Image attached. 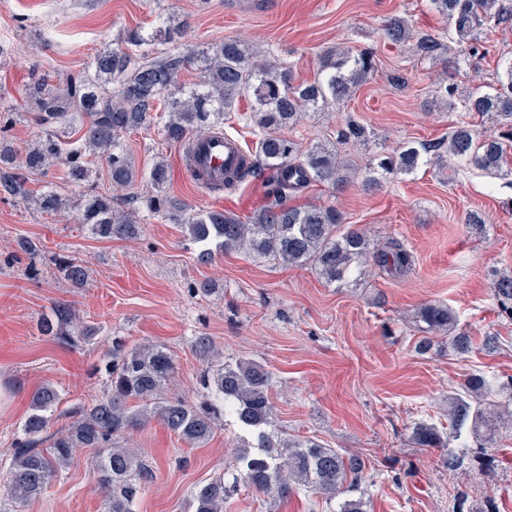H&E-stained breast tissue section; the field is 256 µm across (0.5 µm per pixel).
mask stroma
<instances>
[{
    "mask_svg": "<svg viewBox=\"0 0 512 512\" xmlns=\"http://www.w3.org/2000/svg\"><path fill=\"white\" fill-rule=\"evenodd\" d=\"M226 0H0V96L23 107L32 72L90 70L95 55L121 45L129 31L153 30L158 19L187 22L185 44L203 48L236 38L263 47L290 67L296 80H310L330 47L372 51L375 71L350 100L309 112L293 130L302 145L335 133L346 116L374 136L350 149L357 167L373 156L413 142L425 146L446 138L455 124L495 132L487 119L449 111L439 90L490 91L505 60L512 58V28L487 36L488 53L452 50L447 62L419 58L413 42L391 43L381 35L386 17L408 20L412 30L447 37L448 21L428 0H252L227 10ZM138 178L156 161L169 170L168 194L197 210L223 209L250 216L267 202L264 176L233 190L212 192L187 170L183 146L167 141L160 126L123 137ZM93 181L70 180L64 163L33 176L30 187L52 185L71 199L87 191L111 193L104 162L92 164ZM293 204L330 203L347 224L374 240L394 238L414 257L407 273L380 271L330 285L310 266L230 252L211 265L199 264L195 246L177 225L144 215L137 238L102 239L74 218L46 214L21 200L0 198V389L9 398L0 411V500H5L9 445L28 413L30 396L42 384L56 387L61 406L89 402L106 386L97 365L113 337L127 348L158 344L177 358L171 393L198 402L204 364L192 350L195 337H211L230 361L266 364L274 376L273 423L285 435L314 437L366 461L361 486L367 512H512V432L494 456L475 462L461 449L456 470L444 465L441 449L411 447L408 436L419 418L443 421L448 393L475 370L512 378V319L500 315L491 290L493 272H512V182L476 170L456 177L432 167L373 190L352 177L343 192L317 184L289 198ZM483 211L486 229L476 234L464 222ZM38 246L35 256L20 239ZM84 261L85 287L65 282L56 264L64 257ZM210 279L222 296L195 297L192 283ZM72 304L84 324L95 327L90 344L78 350L42 335L38 323L55 302ZM429 302L455 312L459 329L476 347L455 354L446 337L419 353L414 317ZM500 347L482 349L486 335ZM245 438L229 417L219 419L212 438L191 448L158 421L134 431L139 456L153 479L138 495L134 512H193L192 494L215 477L231 484L224 512H330L321 495L303 490L278 499L235 481V456ZM93 449H77L61 476L20 512H103L94 477Z\"/></svg>",
    "mask_w": 512,
    "mask_h": 512,
    "instance_id": "35a3bbf8",
    "label": "stroma"
}]
</instances>
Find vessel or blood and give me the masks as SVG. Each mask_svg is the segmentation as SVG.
<instances>
[{
    "label": "vessel or blood",
    "instance_id": "vessel-or-blood-1",
    "mask_svg": "<svg viewBox=\"0 0 512 512\" xmlns=\"http://www.w3.org/2000/svg\"><path fill=\"white\" fill-rule=\"evenodd\" d=\"M242 154L239 143L221 133L193 138L188 145L190 175L206 188L222 185L238 168Z\"/></svg>",
    "mask_w": 512,
    "mask_h": 512
}]
</instances>
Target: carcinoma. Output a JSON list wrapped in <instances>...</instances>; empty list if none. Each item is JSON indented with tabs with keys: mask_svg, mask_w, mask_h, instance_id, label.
Listing matches in <instances>:
<instances>
[{
	"mask_svg": "<svg viewBox=\"0 0 512 512\" xmlns=\"http://www.w3.org/2000/svg\"><path fill=\"white\" fill-rule=\"evenodd\" d=\"M433 9L451 25L448 43L429 34H415L408 22L392 16L382 31L396 43L414 41L418 55L435 59L458 48L478 53L479 31L490 32L512 25V6L506 0H430ZM200 71L199 81L177 85L178 75L188 66ZM374 71L368 53L350 54L330 49L322 57L321 72L309 82L293 84L292 71L266 57L264 51L236 39L197 53L180 49L151 59L129 49H105L94 57L92 70L54 79L33 77L26 89L28 113L40 135L22 152L6 142L14 108L0 104V195L33 203L45 213H60L76 207L79 223L108 239H130L139 234L136 204H146L154 216L181 227L185 240L199 247L198 260L211 263L221 253L246 251L285 265L314 267L326 282L342 283L355 274L378 267L392 276L410 270L413 256L394 239L372 243L357 228L341 230L345 217L333 205H291L288 197L315 183L342 186L348 182L350 163L338 145L369 140L370 131L348 116L336 131V140L305 149L286 135L306 110L328 108L346 102ZM176 92H171V89ZM171 92L169 99L161 94ZM252 93L251 121L257 127L255 151L243 158L239 180L268 174L271 192L265 206L247 220L234 213L209 210L196 213L189 205L165 194L167 166L154 164L148 186L140 194L115 206L113 197L93 194L74 204L52 189L39 194L28 187L29 176L42 174L65 158L71 178L88 177L87 158L98 156L107 163L112 187L122 190L133 184L136 174L121 142L124 133L159 121L165 138L181 143L190 134L213 130L232 110L243 92ZM448 109L461 108L500 125L499 132L481 136L472 125L460 123L448 138L433 148L407 144L382 155L365 167L366 184L381 179L406 177L424 166L454 173L469 167L495 178H512V158L506 142L512 140V61L497 78L491 92L456 97L446 87ZM77 136L74 147L62 154L57 129ZM58 271L76 288L88 281L82 261H60ZM493 291L500 311L512 318V275L497 274ZM418 318L429 334H442L456 327L455 312L443 303L426 304ZM40 327L67 345L91 340L94 328L80 322L74 307L55 305L41 317ZM452 349L463 355L473 348L466 331L452 337ZM195 355L211 365L212 374L202 378L205 399L192 404L168 389L177 369L175 356L160 345L130 350L123 342L112 343L103 357L106 391L89 404H76L65 412L67 423L50 431L57 418L58 393L50 384L31 396V412L10 443L7 496L19 505L37 499L64 470L76 448L96 450L95 474L104 493L106 512H132L133 504L153 479L152 469L123 446L130 432L154 418L185 444L198 447L209 441L215 420L229 415L255 437L252 452L238 454L246 484L266 495L286 497L304 487L336 503V512H366L363 498H352L366 468L363 458L346 454L313 439L283 443L278 432L268 429L274 410L272 373L262 364L239 359L213 361L214 345L208 336H198ZM512 429V382L497 383L480 371L470 373L461 388L448 394V426L420 419L414 422L410 442L415 448H448L463 438L474 443L476 454L497 451L495 435L500 426ZM224 478L219 476L193 492L195 512H224Z\"/></svg>",
	"mask_w": 512,
	"mask_h": 512,
	"instance_id": "carcinoma-1",
	"label": "carcinoma"
}]
</instances>
